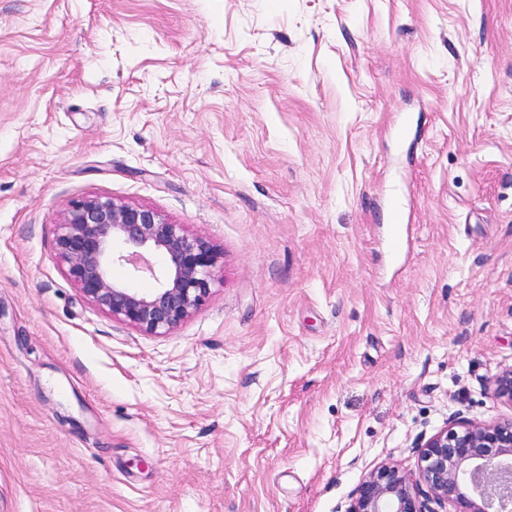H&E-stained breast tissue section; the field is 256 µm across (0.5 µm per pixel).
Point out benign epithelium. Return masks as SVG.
I'll list each match as a JSON object with an SVG mask.
<instances>
[{
	"mask_svg": "<svg viewBox=\"0 0 512 512\" xmlns=\"http://www.w3.org/2000/svg\"><path fill=\"white\" fill-rule=\"evenodd\" d=\"M57 250L68 274L99 309L147 335H166L209 297L219 254L157 209L111 197L73 201L58 225ZM116 264L130 279L112 275ZM148 276L154 287L132 280ZM512 406V368L493 380ZM427 488L420 496L416 487ZM347 512H512V418L475 423L452 416L421 446L411 477L383 463L356 487Z\"/></svg>",
	"mask_w": 512,
	"mask_h": 512,
	"instance_id": "7a95c632",
	"label": "benign epithelium"
}]
</instances>
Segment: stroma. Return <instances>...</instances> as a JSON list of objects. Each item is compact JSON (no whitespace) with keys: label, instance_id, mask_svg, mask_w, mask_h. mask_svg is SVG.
I'll use <instances>...</instances> for the list:
<instances>
[{"label":"stroma","instance_id":"obj_1","mask_svg":"<svg viewBox=\"0 0 512 512\" xmlns=\"http://www.w3.org/2000/svg\"><path fill=\"white\" fill-rule=\"evenodd\" d=\"M94 195L218 252L170 334ZM509 367L512 0H0V512H346ZM57 250L89 301L154 336L169 334L199 310L219 262L209 241L187 234L157 209L105 196L69 205L58 225ZM116 264L129 266L130 279L113 277ZM144 276L154 280L153 288L132 283Z\"/></svg>","mask_w":512,"mask_h":512}]
</instances>
